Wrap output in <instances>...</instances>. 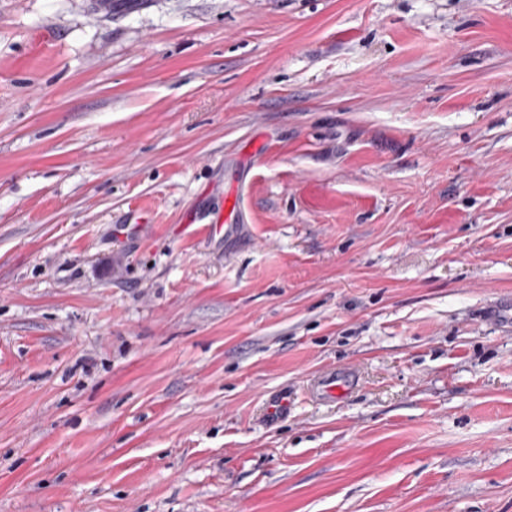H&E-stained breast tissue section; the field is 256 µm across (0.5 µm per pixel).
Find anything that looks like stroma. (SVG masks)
I'll return each mask as SVG.
<instances>
[{
  "label": "stroma",
  "mask_w": 512,
  "mask_h": 512,
  "mask_svg": "<svg viewBox=\"0 0 512 512\" xmlns=\"http://www.w3.org/2000/svg\"><path fill=\"white\" fill-rule=\"evenodd\" d=\"M97 2L0 0V512H512V0Z\"/></svg>",
  "instance_id": "stroma-1"
}]
</instances>
